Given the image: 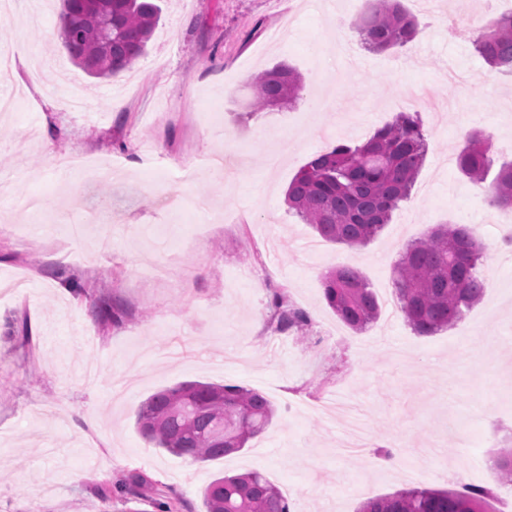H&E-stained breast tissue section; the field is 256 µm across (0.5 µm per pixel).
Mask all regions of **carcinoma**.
<instances>
[{
	"label": "carcinoma",
	"instance_id": "obj_1",
	"mask_svg": "<svg viewBox=\"0 0 512 512\" xmlns=\"http://www.w3.org/2000/svg\"><path fill=\"white\" fill-rule=\"evenodd\" d=\"M61 40L72 59L101 78L128 68L142 57L157 26V0H62ZM363 43L385 51L414 39L418 22L401 0H373L354 21ZM476 52L494 70L512 76V12L471 32ZM252 107L262 112L296 101L302 89L294 69L278 64L252 82ZM427 139L419 116L400 112L360 143H340L312 155L286 192L288 209L321 239L358 249L389 223L409 198L423 165ZM490 143L470 132L457 156L459 171L482 186L487 202L512 210V162L490 172ZM484 246L473 229L439 224L409 244L394 270L398 310L412 330L432 335L454 325L484 296L476 269ZM328 306L347 327L362 331L381 313L379 301L360 272L348 265L323 281ZM278 332L310 329L311 319L281 292L270 298ZM93 313L103 325L122 322L120 309L100 298ZM274 416L271 402L240 385L186 382L159 391L141 403L137 425L155 447L205 463L245 447ZM489 489L464 484L458 489L416 487L366 499L360 512H482ZM206 512H291L288 498L258 471L215 477L203 490Z\"/></svg>",
	"mask_w": 512,
	"mask_h": 512
}]
</instances>
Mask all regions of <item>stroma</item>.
<instances>
[{
	"label": "stroma",
	"mask_w": 512,
	"mask_h": 512,
	"mask_svg": "<svg viewBox=\"0 0 512 512\" xmlns=\"http://www.w3.org/2000/svg\"><path fill=\"white\" fill-rule=\"evenodd\" d=\"M402 4L418 33L379 52L353 26L369 0H168L146 54L101 80L62 47L59 0H43L37 23L5 22L0 52L38 56L12 63L17 103L0 112V512H121L102 490L136 477L151 485L147 512H206L215 475L253 470L288 490L292 512H358L369 497L460 483L490 489L493 512L512 502L494 465L512 450L508 215L487 222L479 186L455 162L471 129L489 138L494 165L512 160V76L483 61L459 20L511 11L512 0ZM282 21L290 35L272 42ZM278 64L300 75L299 101L252 112V78ZM404 86L428 92L414 107L428 150L408 201L361 249L320 240L289 211V183L313 154L390 122ZM69 155L112 175L72 178L58 164ZM185 160L188 184L177 179ZM33 194L45 214L24 210ZM445 223L483 243L485 296L420 336L390 305L393 267ZM343 264L382 307L362 331L324 299L325 274ZM276 290L311 313L309 338L271 331ZM102 295L127 309L120 327L93 316ZM193 381L255 389L275 417L206 463L153 447L136 425L140 404ZM391 446L398 465L377 478L376 452Z\"/></svg>",
	"instance_id": "35a3bbf8"
}]
</instances>
